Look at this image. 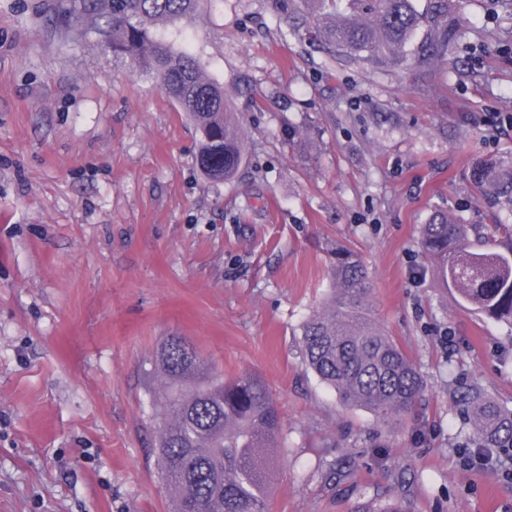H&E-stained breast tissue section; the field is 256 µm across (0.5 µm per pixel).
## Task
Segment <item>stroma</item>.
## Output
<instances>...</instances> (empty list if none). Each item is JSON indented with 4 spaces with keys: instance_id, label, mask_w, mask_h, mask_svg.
Masks as SVG:
<instances>
[{
    "instance_id": "1",
    "label": "stroma",
    "mask_w": 512,
    "mask_h": 512,
    "mask_svg": "<svg viewBox=\"0 0 512 512\" xmlns=\"http://www.w3.org/2000/svg\"><path fill=\"white\" fill-rule=\"evenodd\" d=\"M44 2L0 0V512H169L148 361L172 335L270 388V512H512V460L469 465L457 403L475 387L512 410V328L459 302L419 244L435 210L499 212L470 171L512 151V9L464 0L447 64L394 69L319 49L278 0H217L185 33L246 150L212 182L183 112L97 42L67 43ZM339 242L426 382L389 426L301 353Z\"/></svg>"
}]
</instances>
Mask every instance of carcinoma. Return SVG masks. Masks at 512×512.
I'll use <instances>...</instances> for the list:
<instances>
[{
	"label": "carcinoma",
	"instance_id": "carcinoma-1",
	"mask_svg": "<svg viewBox=\"0 0 512 512\" xmlns=\"http://www.w3.org/2000/svg\"><path fill=\"white\" fill-rule=\"evenodd\" d=\"M211 0H48L46 18L72 42L94 39L128 59L192 120L199 134L195 163L206 179L229 181L244 160L243 131L224 85L205 74L202 57L177 43L183 27ZM328 53L406 68L447 62L448 0L419 11L414 0H301ZM425 35L412 53L413 37ZM470 185L494 194L512 213V154L483 159ZM426 257L462 303L512 325V224H490L480 236L440 210L420 230ZM333 294L301 326L306 366L346 405L369 409L386 423L412 411L425 382L405 351L370 313L365 265L338 246L331 256ZM158 459L172 512H268L273 449L282 418L265 381L225 378L183 336H168L152 362ZM480 448H512V411L470 389L460 397Z\"/></svg>",
	"mask_w": 512,
	"mask_h": 512
}]
</instances>
